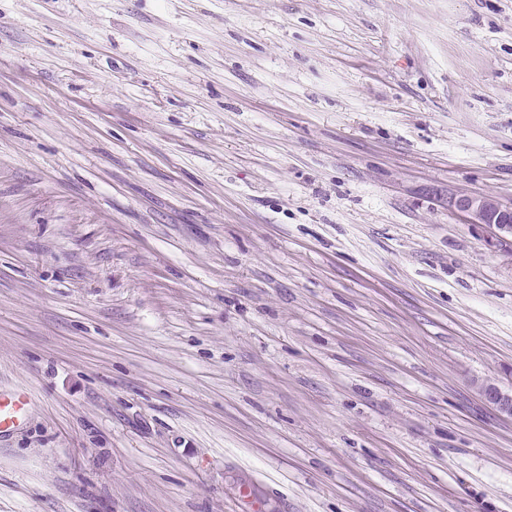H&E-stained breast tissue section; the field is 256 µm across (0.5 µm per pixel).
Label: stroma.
Instances as JSON below:
<instances>
[{"label":"stroma","instance_id":"stroma-1","mask_svg":"<svg viewBox=\"0 0 512 512\" xmlns=\"http://www.w3.org/2000/svg\"><path fill=\"white\" fill-rule=\"evenodd\" d=\"M512 0H0V512H512ZM448 210L463 215L469 224H481L491 230L490 242L512 252V206L480 193H459L448 197ZM479 392L482 399L500 414L512 418V392L503 391L493 383L481 384ZM29 404L25 390L18 389L10 394H0V435L16 427Z\"/></svg>","mask_w":512,"mask_h":512}]
</instances>
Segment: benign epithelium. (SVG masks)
<instances>
[{
    "label": "benign epithelium",
    "mask_w": 512,
    "mask_h": 512,
    "mask_svg": "<svg viewBox=\"0 0 512 512\" xmlns=\"http://www.w3.org/2000/svg\"><path fill=\"white\" fill-rule=\"evenodd\" d=\"M448 211L460 214L469 224H481L491 230L492 246L512 251V206L480 193H459L448 197ZM482 399L500 414L512 418V392L493 383L479 386Z\"/></svg>",
    "instance_id": "7a95c632"
}]
</instances>
